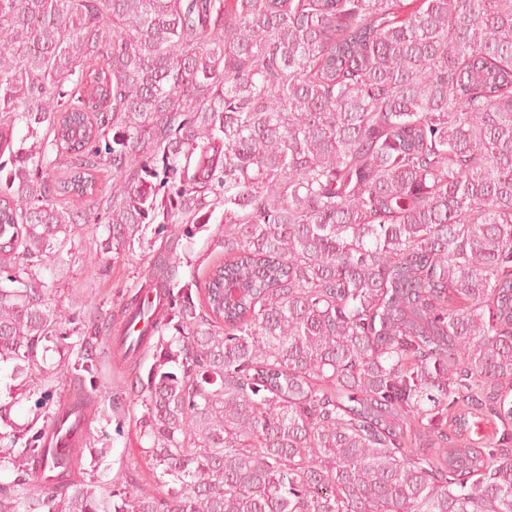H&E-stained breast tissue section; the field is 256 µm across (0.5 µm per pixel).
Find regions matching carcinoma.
Listing matches in <instances>:
<instances>
[{
	"label": "carcinoma",
	"instance_id": "cac0c4a2",
	"mask_svg": "<svg viewBox=\"0 0 512 512\" xmlns=\"http://www.w3.org/2000/svg\"><path fill=\"white\" fill-rule=\"evenodd\" d=\"M214 219L224 259L181 281ZM89 223L148 265L108 318L84 302L66 372L92 415L112 324L131 378L153 351L161 491L31 481L59 465L31 425L0 433V512H512V432L472 439L512 424V0H0L24 384L71 333L40 271Z\"/></svg>",
	"mask_w": 512,
	"mask_h": 512
}]
</instances>
